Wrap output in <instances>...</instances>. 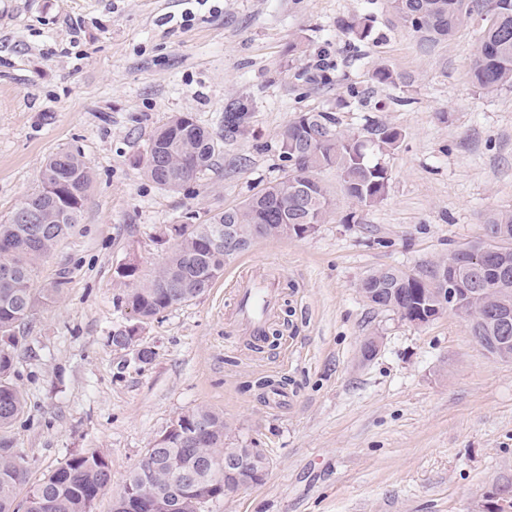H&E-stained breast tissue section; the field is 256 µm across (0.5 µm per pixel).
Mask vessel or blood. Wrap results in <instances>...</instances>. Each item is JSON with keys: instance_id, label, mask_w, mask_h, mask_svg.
I'll list each match as a JSON object with an SVG mask.
<instances>
[{"instance_id": "obj_1", "label": "vessel or blood", "mask_w": 512, "mask_h": 512, "mask_svg": "<svg viewBox=\"0 0 512 512\" xmlns=\"http://www.w3.org/2000/svg\"><path fill=\"white\" fill-rule=\"evenodd\" d=\"M279 299L278 284L264 264H252L236 279L233 318L240 339L254 346L263 344Z\"/></svg>"}]
</instances>
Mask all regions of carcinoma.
I'll list each match as a JSON object with an SVG mask.
<instances>
[{"label": "carcinoma", "mask_w": 512, "mask_h": 512, "mask_svg": "<svg viewBox=\"0 0 512 512\" xmlns=\"http://www.w3.org/2000/svg\"><path fill=\"white\" fill-rule=\"evenodd\" d=\"M397 20L431 43L447 42L464 26L477 25L479 43L471 63L475 85L486 93L512 86V0H389ZM344 34L362 42L371 35L367 16L342 24ZM372 77L379 84H410L408 78L387 66H378ZM367 141L336 129L334 119L321 112H303L281 130V155L288 171L250 195L235 208L210 215L198 224H175L172 247L148 278L140 275L131 259L118 271L132 282L122 298L137 323L112 337L125 349L136 341L142 325L162 311L203 295L224 275V266L238 256L210 248L211 238L235 217L238 235L251 243L301 237L324 223L335 205L318 178L334 168L344 195L354 205L372 206L386 192L387 169L370 160L368 147L390 152L399 145L396 129L375 124ZM176 142L168 156L170 167L180 172L174 185L163 183L154 166L157 148ZM217 143L192 116L173 115L151 136L144 174L159 187L175 191L212 166ZM306 183L298 192L296 183ZM91 179L77 150L52 154L40 173L39 184L5 223L0 224V512H18L16 490L27 482V461L7 436L25 413L21 391L10 381L14 368L16 331L25 325L40 304L57 296L64 286L58 280L38 288V265L79 223ZM484 253L489 264L472 258ZM457 291L458 311L465 314L471 335L491 356L512 360V333L504 337L495 316L512 318V210L492 211L486 217L485 235L457 249L446 259L424 270L383 267L369 272L361 289L373 295L372 304L402 311L409 320L429 314L442 305L441 291ZM490 288L484 310L469 312L470 295ZM229 425L224 414L199 406L175 418L147 450L139 465L124 480L116 496L117 512H149L163 498L177 505L176 512H200L208 501L224 496V445ZM111 485L109 463L91 452L69 458L42 481L30 486L25 512H91L92 504Z\"/></svg>", "instance_id": "carcinoma-1"}]
</instances>
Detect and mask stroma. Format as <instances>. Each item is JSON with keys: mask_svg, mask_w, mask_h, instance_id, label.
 <instances>
[{"mask_svg": "<svg viewBox=\"0 0 512 512\" xmlns=\"http://www.w3.org/2000/svg\"><path fill=\"white\" fill-rule=\"evenodd\" d=\"M188 28L174 22L186 9ZM366 15L350 42L343 21ZM478 27L439 44L399 23L388 0H0V223L38 184L51 154L79 151L91 172L82 218L39 265L64 279L18 334L13 380L26 400L9 435L38 482L71 455L97 452L114 492L171 421L199 406L222 412L233 448H260L259 484L225 492L204 512H475L512 487V361L490 356L450 312L416 325L360 293L374 269H421L482 238L489 211L512 210V87L472 80ZM408 76L381 85L377 65ZM252 105L249 128L224 139V105ZM301 112L337 130L397 129L373 153L384 198L352 205L335 170L320 178L336 207L302 238L256 242L202 296L142 326L128 348L111 338L132 319L118 276L162 262L172 224L240 205L282 175L280 132ZM191 115L219 144L212 167L177 191L143 167L153 132ZM269 264L283 291L255 352L225 349L237 329L233 282ZM377 337L375 355L360 346ZM149 349V362L138 359ZM286 383L287 408H266L260 383ZM367 16L353 17L342 24L344 34L351 40L362 42L371 35L372 26Z\"/></svg>", "mask_w": 512, "mask_h": 512, "instance_id": "obj_1", "label": "stroma"}]
</instances>
